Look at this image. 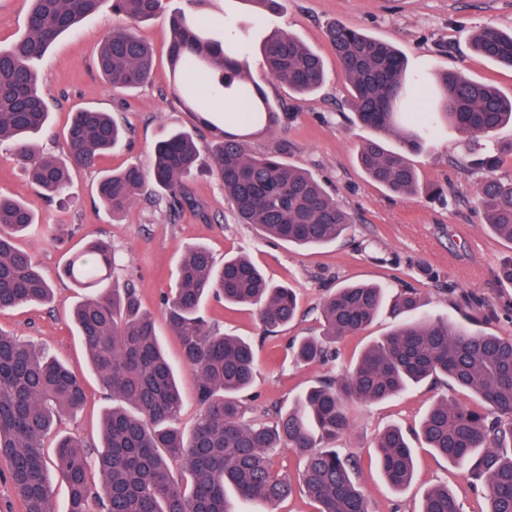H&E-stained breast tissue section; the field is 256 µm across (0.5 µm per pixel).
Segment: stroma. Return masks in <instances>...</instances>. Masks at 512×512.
Masks as SVG:
<instances>
[{"label": "stroma", "instance_id": "obj_1", "mask_svg": "<svg viewBox=\"0 0 512 512\" xmlns=\"http://www.w3.org/2000/svg\"><path fill=\"white\" fill-rule=\"evenodd\" d=\"M186 7V0H164V16L138 26V35L154 50L155 64L148 82L137 90H112L95 67L105 33L119 22L107 7L61 37L37 63L39 88L50 107L54 130L53 136L39 141L45 152L61 155L62 133L72 112L81 107L112 113L127 130L125 144L103 156L97 169L73 172L76 205L62 208L47 202L0 146V193L25 199L38 218L18 245L31 254L53 285L49 302L0 311V329L47 346L84 380L87 391L83 410L63 417L55 433L45 438L49 455L58 436L65 434L98 444L102 415L111 405L68 318L82 293L61 274L70 255L90 238L112 244L119 257L113 280L136 286L173 361L179 358L180 345L166 326L163 297L173 287L176 267L188 248L205 245L219 263L231 255L247 256L270 280L296 291L301 304L297 317L271 335L262 332L250 307H232L213 298L205 308L209 323L253 340L258 367L244 399L250 418L266 422L274 421L276 408L288 407L304 388L345 374L365 347L391 330L388 313L380 312L364 330L336 343L328 362L296 363L292 343L318 335L319 308L342 285L373 283L393 293L417 289L422 313L444 320L461 319L458 301L461 294H469L495 312L494 318L482 323L483 331L512 334V288L498 287L495 281L500 261L512 254V242L491 233L481 221L476 190L484 173L470 163L468 136L443 127L427 138L422 150L409 153L424 188L419 196L400 198L372 182L357 163V149L371 132L348 107L350 86L326 34L330 23L342 22L394 45L403 53L409 74L432 78L454 69L512 97V69L498 66L469 46L471 33L479 27L512 29V0H284L279 13L260 23L249 0H205L198 5V12L237 22L254 79L271 101L283 106L281 126L247 138L248 148L257 154L282 153L287 162L316 174L355 219L344 237L317 248L294 247L266 238L255 225L238 223L222 182L213 175L191 182L194 206L174 215L166 204L146 197L118 218L100 205L96 196L100 172L131 164L148 166L153 146L165 131H192L203 147L214 138L187 109L169 65L165 16ZM274 30L293 34L321 56L327 81L318 91L301 97L267 76L258 47ZM433 185L445 189L446 201L430 198L426 189ZM58 224L69 229L67 243L53 239ZM431 270L436 273L432 279L427 276ZM449 391L443 383L425 384L383 403L349 406L350 429L337 446L343 454L359 459L358 481L370 512H417L424 493L439 482L456 492L463 512H480L483 501L461 471L422 442L412 443L415 478L402 492L384 479L373 448L377 435L389 425L413 432L430 404Z\"/></svg>", "mask_w": 512, "mask_h": 512}]
</instances>
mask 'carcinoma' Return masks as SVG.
I'll list each match as a JSON object with an SVG mask.
<instances>
[{"mask_svg": "<svg viewBox=\"0 0 512 512\" xmlns=\"http://www.w3.org/2000/svg\"><path fill=\"white\" fill-rule=\"evenodd\" d=\"M24 34L0 48V143L30 181L53 199L68 195L71 171L93 169L116 148L124 130L106 112L85 107L73 113L65 154L55 157L38 147L50 129V112L39 94L35 61L60 36L85 17L110 5L123 20L103 39L97 65L114 91H132L147 82L153 69L151 47L127 24L149 21L164 11L162 0H31ZM169 62L183 80L193 72L209 75L224 99L243 103L224 123L278 124V107L251 76L245 48L212 36L202 15L174 14L169 19ZM329 43L351 87L350 107L359 123L375 132L358 151V163L374 182L393 194L414 196L419 176L407 152L423 147L439 125H452L473 140V165L485 171L477 189L482 221L512 242V178L495 175L512 144L487 145L499 128L512 124V98L494 87L449 70L432 83L406 76L400 53L390 44L339 22L327 29ZM471 47L485 58L512 69V31L483 26ZM259 53L268 75L298 94L317 91L325 82L320 57L298 38L276 32L261 42ZM431 101V111L402 106L414 92ZM187 105L204 117L206 101L187 94ZM217 137L200 149L193 134L167 131L156 143L148 168L131 165L103 173L97 183L102 206L121 216L145 194L165 200L178 212L190 203L189 180L203 171L224 185L242 224H254L271 238L302 247L336 241L352 224L350 214L323 181L274 154L249 152L245 136L216 129ZM400 146L391 148L386 137ZM37 223L25 201L0 194V310L43 303L52 285L16 239ZM116 257L112 246L94 240L74 252L62 275L86 293L72 317L90 362L107 395L117 402L103 421L102 449L88 448L65 436L53 458L43 440L55 420L84 405L83 382L48 351L0 330V457L9 462V479L23 512H50V472L67 488L64 512H235L226 491L245 501L280 502L292 494L288 478L277 472L270 453L291 448L305 458L302 490L316 512H369L358 483L359 461L334 447L350 427L348 405L384 402L431 380L445 379L469 393L467 404L444 395L423 419L418 439L451 464L470 463L487 502L484 512H512V336L485 333L477 326L484 304L464 295V321L434 320L420 313L413 288L386 304L379 286L354 284L336 289L323 302L322 336L296 347V358L310 364L332 355V345L368 326L384 308L392 330L367 347L344 376L323 380L299 395L277 420L247 422L241 400L252 384L257 355L251 340L211 326L203 306L211 298L256 308L266 333L292 321L298 310L294 292L270 283L244 256L217 265L202 245L182 256L171 296L165 299L166 322L180 342L179 365L165 357L154 319L141 310L137 289L112 282ZM197 380L201 411L186 431L180 426L182 395L178 371ZM378 464L396 490L414 475L413 448L397 426L378 438ZM182 462L175 472L171 461ZM97 470L104 495L95 498L88 473ZM418 512H462L448 485L430 488Z\"/></svg>", "mask_w": 512, "mask_h": 512, "instance_id": "cac0c4a2", "label": "carcinoma"}]
</instances>
